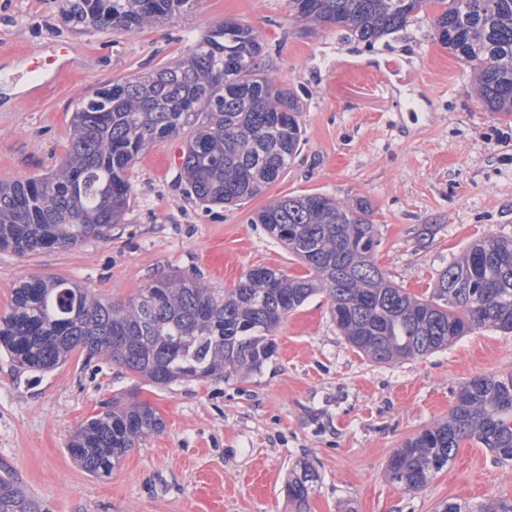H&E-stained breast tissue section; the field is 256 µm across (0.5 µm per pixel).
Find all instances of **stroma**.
<instances>
[{"mask_svg":"<svg viewBox=\"0 0 512 512\" xmlns=\"http://www.w3.org/2000/svg\"><path fill=\"white\" fill-rule=\"evenodd\" d=\"M65 6L0 0V177L54 170L79 101L178 60L227 18L261 34L267 74L300 101L303 140L284 175L238 206L187 194L176 182L182 140L155 143L133 165L134 199L110 239L26 256L0 250V316L32 276L121 302L174 271L224 289L258 266L305 276L251 221L284 196L369 200L375 262L419 297L476 239H512V117L480 106L472 70L434 40L429 17L369 44L297 22L288 0H196L188 13L134 33L79 31ZM60 42L70 48L67 74L28 96V55ZM277 343L253 374L168 387L81 351L41 375L1 351L0 461L46 512H294L284 487L300 462L319 476L306 512H439L448 501L512 495V462L472 439L423 490L403 491L386 475L397 448L447 420L466 380L512 375V335L480 329L424 357L374 363L341 336L320 293L288 316ZM132 391L165 427L110 477H93L70 457V437Z\"/></svg>","mask_w":512,"mask_h":512,"instance_id":"obj_1","label":"stroma"}]
</instances>
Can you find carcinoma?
Wrapping results in <instances>:
<instances>
[{"label":"carcinoma","instance_id":"obj_1","mask_svg":"<svg viewBox=\"0 0 512 512\" xmlns=\"http://www.w3.org/2000/svg\"><path fill=\"white\" fill-rule=\"evenodd\" d=\"M69 2L67 22L75 27L135 32L188 12L196 0ZM288 8L298 22L344 29L368 43L430 12L434 40L474 71L481 105L512 115V0H288ZM261 56L259 32L226 19L180 61L82 100L55 170L0 179V250L25 256L110 238L132 202L136 158L180 136L188 194L224 205L261 194L287 171L302 137L297 98L268 77ZM373 214L366 199L342 205L321 194L277 199L255 213L253 223L305 265L308 277L267 268L224 290L171 273L126 303L97 299L64 278L32 277L0 317V346L32 372H50L81 349L156 386L228 380L260 370L277 353L281 324L318 291L328 295L341 335L374 363L423 357L486 327L512 334V240L487 236L472 244L428 295L416 297L374 263ZM164 427L156 409L130 393L80 424L67 451L90 475L107 477ZM468 438L512 462V376L465 381L448 421L396 449L387 476L403 491H420ZM317 480L309 466L288 480L298 512ZM0 512H43L6 464ZM440 512H512V496L476 507L446 502Z\"/></svg>","mask_w":512,"mask_h":512}]
</instances>
